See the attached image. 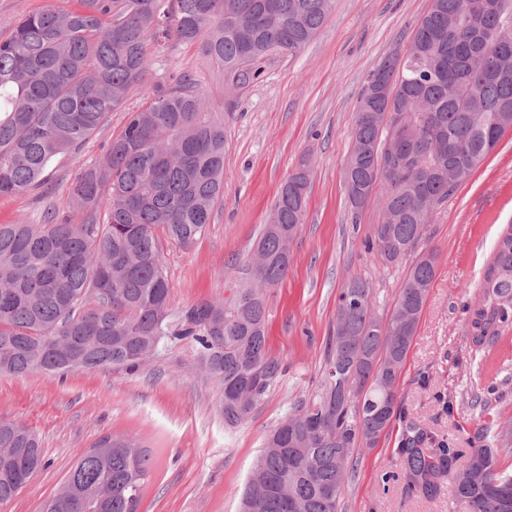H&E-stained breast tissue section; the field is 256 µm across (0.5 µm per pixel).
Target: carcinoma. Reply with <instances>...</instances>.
I'll list each match as a JSON object with an SVG mask.
<instances>
[{"mask_svg":"<svg viewBox=\"0 0 512 512\" xmlns=\"http://www.w3.org/2000/svg\"><path fill=\"white\" fill-rule=\"evenodd\" d=\"M335 0H76L22 18L0 42V196L46 182L54 160L85 140L139 89L166 42L202 51L240 89L260 62L295 54L316 35ZM497 51L479 54L483 40ZM512 128V0H431L411 50L388 55L364 85L347 158L359 215L383 188L387 224L365 239L388 266L409 263L389 318L372 286L351 279L337 298L326 376L269 433L242 512H338L359 442L374 446L398 411L396 376L435 276L436 253L419 226L475 172ZM310 187L303 161L282 182L278 223L263 225L266 262L240 269L232 294L173 317L163 243L190 248L224 195V113L209 111L183 76L153 86L128 113L102 159L71 187L77 224L54 210L39 224H0V376L65 375L97 368L134 372L160 342L193 339L219 388L224 423L246 422L285 373L267 348L265 291L283 282ZM470 340L482 352L512 326V229L499 238L469 308ZM398 455L407 489L433 497L447 482L469 512H512V470L484 443L462 451L412 427ZM44 466L36 433L0 420V503ZM152 469L137 440L106 435L84 451L42 512H137L131 485Z\"/></svg>","mask_w":512,"mask_h":512,"instance_id":"obj_1","label":"carcinoma"}]
</instances>
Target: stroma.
<instances>
[{"mask_svg":"<svg viewBox=\"0 0 512 512\" xmlns=\"http://www.w3.org/2000/svg\"><path fill=\"white\" fill-rule=\"evenodd\" d=\"M429 6L430 0H336L313 41L296 55L265 58L259 79L235 91L199 45L169 42L123 109L77 155L51 167L50 195L36 189L0 197V224L38 223L49 207L79 220L69 189L80 168L102 157L127 112L147 101L158 81L192 74L212 111L224 115V198L192 248L163 249L177 313L229 295L237 267L249 260L270 220L283 179L304 160L311 170L288 276L266 291L268 347L288 371L248 421L225 425L219 388L189 340L161 346L132 373L100 368L63 377H0V420L31 428L47 461L0 512H41L79 455L106 435L136 439L152 457L138 512H240L268 433L323 380L344 283L355 276L368 280L379 315L392 310L405 270L364 249L380 205L370 199L353 217L343 169L369 74L409 44ZM511 225L512 129L427 226L424 245L437 259L398 379L406 416L392 421L375 446L356 447L357 466L340 512H467L447 484L430 499L406 492L396 450L412 424L458 448L474 447L476 426H486L500 465L512 466V433L506 430L512 422V329L476 352L465 310L478 299L496 242Z\"/></svg>","mask_w":512,"mask_h":512,"instance_id":"35a3bbf8","label":"stroma"}]
</instances>
